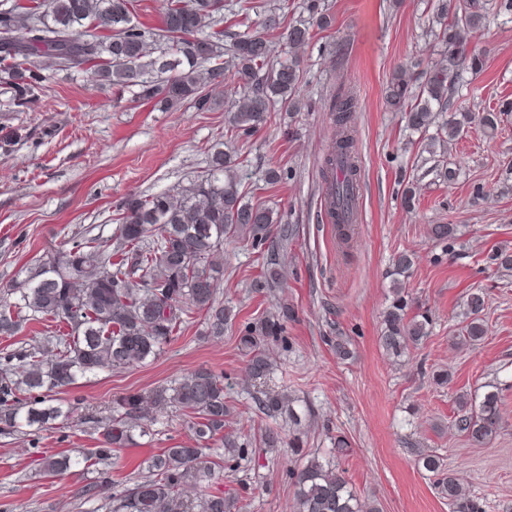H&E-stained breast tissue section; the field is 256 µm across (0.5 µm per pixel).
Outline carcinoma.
<instances>
[{
    "label": "carcinoma",
    "instance_id": "1",
    "mask_svg": "<svg viewBox=\"0 0 512 512\" xmlns=\"http://www.w3.org/2000/svg\"><path fill=\"white\" fill-rule=\"evenodd\" d=\"M132 0H42L43 10L0 11V71L7 74L15 99L25 103L46 80L50 67L81 69L93 63L101 80L120 88L137 87L139 95L164 109L188 106L197 112L211 108L206 88L224 83L222 57L231 59L236 91L228 100V131L252 132L261 127L278 102L291 112L308 107L300 97V67L290 56L270 64L271 44L266 30L281 31L295 53L309 40L303 24L285 25V18L264 15L262 31L243 32L223 48L224 0H170L160 32L152 35L133 21ZM480 0H440L439 29L434 36L443 47L440 58L414 75L400 65L386 85L387 106L402 114L406 128L436 135L422 146L440 142L450 147L472 123L467 112L451 111L455 81L462 70L479 72L483 55L469 49L483 25ZM88 25L105 35L83 40ZM159 42L158 54L148 50L147 37ZM355 97L346 92L332 106L336 123L333 141L321 171L324 203L336 217L338 239L354 240L360 194V166L351 129ZM239 162L217 151L208 170L188 188L161 192L148 198L132 197L124 206L117 243L76 240L26 271L23 280L0 291V336L17 335L29 320L64 324L66 331L46 336L26 349L0 358V427L50 428L60 418L74 416L78 407L57 403L56 395L103 370H121L156 357L169 345L183 316L204 314L207 339H221L237 313L216 299V285L224 276V242L243 238L265 244L278 223L274 212L245 200L240 191ZM430 235L454 240L455 224H433ZM413 266L407 251L395 255L390 276L393 288L382 315L379 345L399 361L428 336L432 318L406 291L405 278ZM484 295H467L458 330L459 343L473 345L487 329ZM286 306L245 328L239 344L248 357L246 372L262 378L270 368L268 345L278 341L283 322L291 316ZM502 397L488 391L476 405L461 400L452 426L474 445H484L501 429ZM177 408L189 418L193 443L164 448L147 462L148 476L133 487L112 491L109 472H100L87 496L117 502L113 512H231L233 504L222 493L209 491L215 470L242 455L237 437L224 433L229 409L224 400V374L199 368L148 393L116 398L112 416L102 427L100 447L90 454L41 459L43 473L59 476L91 459L106 465L122 449L135 445V435H146L147 422L158 413ZM223 441L224 452L212 466H201L208 446ZM426 470L438 476L442 497L454 512H482L480 502L464 493L458 478L442 469L434 455L423 458ZM296 512H373L350 485L344 471L313 458L291 469Z\"/></svg>",
    "mask_w": 512,
    "mask_h": 512
}]
</instances>
